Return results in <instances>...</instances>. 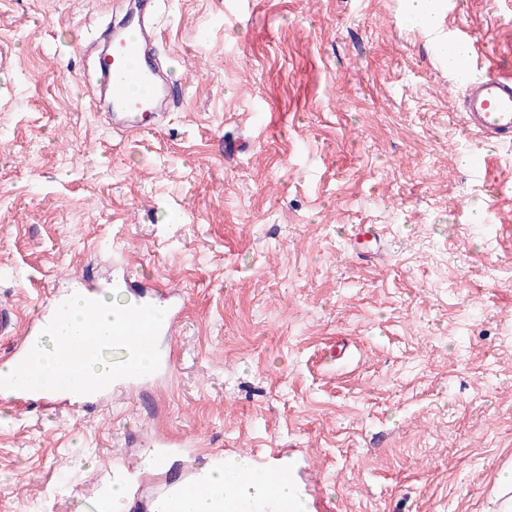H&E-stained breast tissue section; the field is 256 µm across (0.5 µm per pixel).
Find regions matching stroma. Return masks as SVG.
<instances>
[{"instance_id": "stroma-1", "label": "stroma", "mask_w": 512, "mask_h": 512, "mask_svg": "<svg viewBox=\"0 0 512 512\" xmlns=\"http://www.w3.org/2000/svg\"><path fill=\"white\" fill-rule=\"evenodd\" d=\"M138 0H0V300L122 261L187 301L168 387L0 401V512H90L149 428L292 453L307 512H489L512 462V148L407 0H151L184 93L122 137L84 43ZM512 75V0H436ZM479 156L480 174L468 160ZM355 224L384 251L357 257Z\"/></svg>"}]
</instances>
